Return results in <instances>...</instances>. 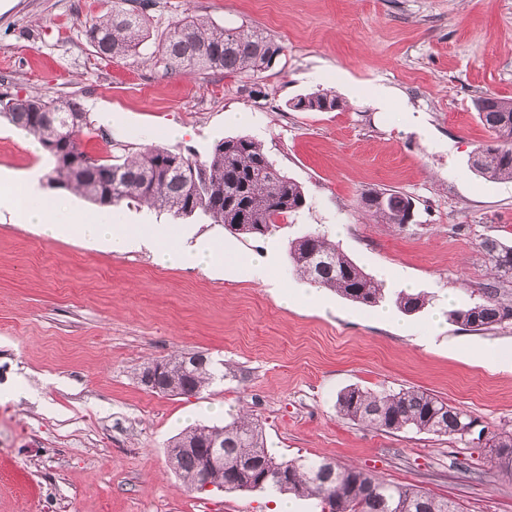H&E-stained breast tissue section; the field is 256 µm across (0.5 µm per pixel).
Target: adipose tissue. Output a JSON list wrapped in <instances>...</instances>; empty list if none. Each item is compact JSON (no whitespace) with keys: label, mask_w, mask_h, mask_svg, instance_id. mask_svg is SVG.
<instances>
[{"label":"adipose tissue","mask_w":512,"mask_h":512,"mask_svg":"<svg viewBox=\"0 0 512 512\" xmlns=\"http://www.w3.org/2000/svg\"><path fill=\"white\" fill-rule=\"evenodd\" d=\"M1 206L12 209L22 223L33 227L39 235L55 238L71 234L90 243H108L123 250L144 247L164 267L207 268L224 262L222 243L191 244L180 230L165 226L148 231L127 223L119 213L91 219L81 210L44 198L34 175L10 178L7 186L0 188Z\"/></svg>","instance_id":"ef3b65f1"}]
</instances>
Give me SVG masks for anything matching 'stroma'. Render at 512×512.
Here are the masks:
<instances>
[{
  "label": "stroma",
  "instance_id": "obj_1",
  "mask_svg": "<svg viewBox=\"0 0 512 512\" xmlns=\"http://www.w3.org/2000/svg\"><path fill=\"white\" fill-rule=\"evenodd\" d=\"M107 0H0V85L21 97H76L95 132L91 155L123 160L152 146L205 156L246 135L302 186L307 206L264 237L201 216L177 219L125 200L132 224L185 227L230 253L269 254L275 276L303 287L288 244L316 229L390 292L426 304L394 320L324 291L315 306L280 303L236 266L164 268L148 249L115 253L76 237L47 239L0 209V512H267V492L188 490L166 445L184 427L259 419L277 457L327 458L421 487L461 512H512V478H468L490 449L412 429L386 433L342 418L340 391H427L495 431L512 428V370L476 350H512V322L472 332L447 320L489 282L479 248L512 244V181L470 166L492 137L474 102L512 98V0H156L151 59L99 56L86 30ZM197 15L252 24L284 48L261 94L238 73L166 71L154 52L172 24ZM331 90L341 107L290 104ZM185 134L172 140L169 131ZM34 136L0 118V172L37 171L45 192L93 215L99 205L55 190ZM399 192L414 220L364 214L361 196ZM444 319L430 332L436 313ZM202 353L221 372L192 395L137 379L143 363Z\"/></svg>",
  "mask_w": 512,
  "mask_h": 512
}]
</instances>
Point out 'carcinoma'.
Segmentation results:
<instances>
[{
    "instance_id": "carcinoma-1",
    "label": "carcinoma",
    "mask_w": 512,
    "mask_h": 512,
    "mask_svg": "<svg viewBox=\"0 0 512 512\" xmlns=\"http://www.w3.org/2000/svg\"><path fill=\"white\" fill-rule=\"evenodd\" d=\"M149 6V0H111L110 9L87 30L96 53L107 58L137 53L147 37ZM282 51L259 27L244 23L224 27L198 16L176 21L160 49L167 68L174 72L244 73L255 87ZM339 107L338 97L328 90L309 93L292 103L299 112H331ZM475 107L492 132V140L478 148L472 167L489 180H512V99L483 96ZM0 116L38 138L54 161L51 182L56 187L76 191L102 207L129 199L174 217L202 215L232 233L257 237L275 230L280 218L307 206L302 186L245 135L224 137L203 159L177 149L153 147L130 160L112 163L82 149V137L93 127L77 98H20L0 92ZM361 205L369 215L401 227L413 201L398 192H368L361 196ZM480 248L494 272L493 283L474 289L473 298L448 313L452 321L472 331L490 330L512 320V245L486 238ZM288 259L297 275L353 303L373 307L386 299L382 284L318 231L292 240ZM394 303L407 313L421 309L425 298L399 292ZM166 365L161 385L182 392L196 393L214 377L210 360L202 354L190 362L184 356L170 358ZM336 407L342 417L388 433L414 429L461 440L462 430L474 426L477 437L469 442L483 444L494 454L484 476L512 477V431L480 428L470 412L428 392L374 393L351 387L338 395ZM221 429L224 469L212 472L210 478L226 490L255 488L257 479L240 469L252 459L286 474L285 480H270L261 489L315 498L330 512H460L453 501L414 486L393 484L353 466L304 456L279 460L266 448L259 421L248 416L222 426L197 425L169 442V464L189 489H203L201 458Z\"/></svg>"
}]
</instances>
